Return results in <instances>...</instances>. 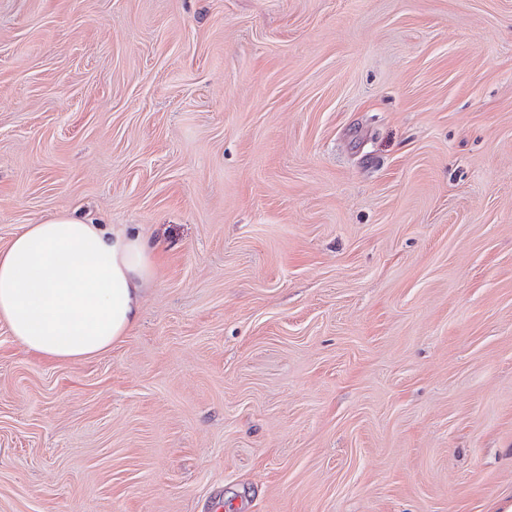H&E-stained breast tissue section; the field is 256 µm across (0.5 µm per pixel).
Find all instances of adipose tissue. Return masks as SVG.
Here are the masks:
<instances>
[{
    "label": "adipose tissue",
    "instance_id": "adipose-tissue-1",
    "mask_svg": "<svg viewBox=\"0 0 512 512\" xmlns=\"http://www.w3.org/2000/svg\"><path fill=\"white\" fill-rule=\"evenodd\" d=\"M155 255L126 224L60 213L25 225L0 250V323L49 360L105 353L137 324Z\"/></svg>",
    "mask_w": 512,
    "mask_h": 512
}]
</instances>
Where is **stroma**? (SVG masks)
<instances>
[{
    "label": "stroma",
    "instance_id": "stroma-1",
    "mask_svg": "<svg viewBox=\"0 0 512 512\" xmlns=\"http://www.w3.org/2000/svg\"><path fill=\"white\" fill-rule=\"evenodd\" d=\"M64 212L154 285L0 323V512L512 504V0H0V249Z\"/></svg>",
    "mask_w": 512,
    "mask_h": 512
}]
</instances>
